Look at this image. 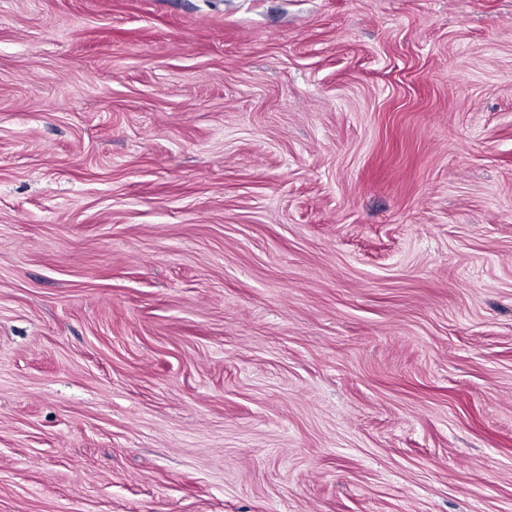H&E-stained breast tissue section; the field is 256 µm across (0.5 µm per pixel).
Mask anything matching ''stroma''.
Here are the masks:
<instances>
[{
  "label": "stroma",
  "instance_id": "1",
  "mask_svg": "<svg viewBox=\"0 0 512 512\" xmlns=\"http://www.w3.org/2000/svg\"><path fill=\"white\" fill-rule=\"evenodd\" d=\"M0 512H512V0H0Z\"/></svg>",
  "mask_w": 512,
  "mask_h": 512
}]
</instances>
